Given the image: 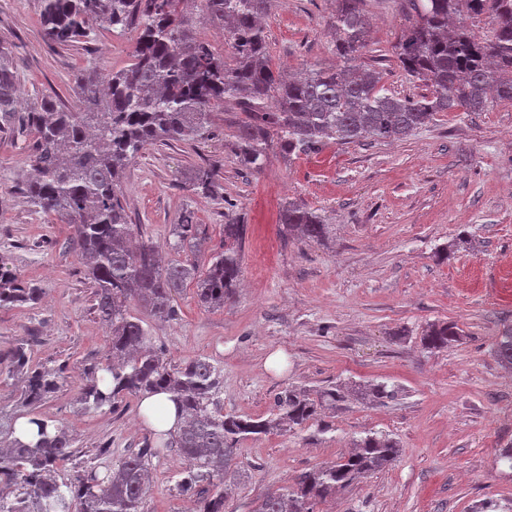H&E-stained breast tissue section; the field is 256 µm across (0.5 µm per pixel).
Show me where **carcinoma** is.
<instances>
[{"label":"carcinoma","mask_w":512,"mask_h":512,"mask_svg":"<svg viewBox=\"0 0 512 512\" xmlns=\"http://www.w3.org/2000/svg\"><path fill=\"white\" fill-rule=\"evenodd\" d=\"M200 17L224 31L228 53L217 52L194 33L195 19L185 0H38L44 39L69 46L89 36L92 26L138 32L132 63L103 77L80 76L74 92L80 111L60 107L52 97L25 109L19 133L34 136L30 156L35 177L26 184L29 203L41 213L75 226L79 255L95 288L96 313L112 330L105 361L89 369L79 402L86 409L113 408L127 395L144 398L167 392L187 420L146 439L142 448L119 460L115 471L100 475L97 466L80 464L67 482L57 479L60 465L76 456L73 438L60 421L29 417L36 437L15 436L16 420L0 422V512H148L147 476L159 448H175L185 461L175 490L197 497L198 512H226L224 473L240 441L278 427L303 428L321 421L327 410L346 406L350 395L382 404L396 389L377 384L356 392L340 384L310 393L283 389L269 419L224 413L220 393L224 374L203 358L173 366L143 326L142 315H175L174 293L195 285L198 304L224 307L241 273L247 225H224V249L212 254L205 270L190 258L161 264V247L146 240L131 222L122 188L132 158L149 146L169 141L206 140L210 116L235 99L246 118L237 147L245 165L262 170L274 147L283 156L316 151L333 140L351 144L367 139L395 141L428 126L440 112H482L489 98L512 101V0H403L409 25L397 55L403 69L433 88L429 96L401 100L381 85L380 72L361 62L367 21L362 0H338L333 22L335 51L342 65L309 69L299 77L274 70L260 19L271 0H199ZM486 15L491 35L476 37L459 16ZM16 76L8 51L0 47V121L18 111ZM219 170L199 166L191 189L215 192ZM281 223L310 241L325 237L327 225L307 208L290 203ZM199 235L194 214L172 225L167 247L185 251ZM41 289L25 283L0 254V307L37 302ZM136 304L140 313L131 309ZM455 324L432 323L420 337L430 350L460 340ZM501 363L512 368V325L495 344ZM8 375H26L21 405L32 407L63 383L62 366L36 364L23 347L7 359ZM400 454L396 441L369 433L353 450L327 467L304 472L295 482L260 498L253 512H314V507L364 475L392 465Z\"/></svg>","instance_id":"cac0c4a2"}]
</instances>
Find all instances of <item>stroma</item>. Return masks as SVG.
I'll return each instance as SVG.
<instances>
[{"instance_id":"35a3bbf8","label":"stroma","mask_w":512,"mask_h":512,"mask_svg":"<svg viewBox=\"0 0 512 512\" xmlns=\"http://www.w3.org/2000/svg\"><path fill=\"white\" fill-rule=\"evenodd\" d=\"M363 57L389 94L417 99L431 86L409 77L395 46L408 17L399 0H366ZM336 0H273L266 17L273 67L289 72L339 63L331 32ZM136 31L96 30L72 47L41 35L37 0H0V46L18 75L22 106L57 95L77 110L74 79L88 69L129 65ZM244 115L227 100L205 141L150 146L128 165L123 183L133 223L162 244L183 212H194L207 248L226 224H246L241 285L223 308L178 291L175 319L145 318L167 361L208 359L221 368L224 411L269 418L288 386L387 384L399 393L382 407L354 403L317 426L274 429L239 442L228 477L229 512H253L294 476L334 461L370 432L397 441L396 463L361 479L314 512H479L512 508V469L499 462L512 445V370L494 344L512 322V103L482 112H442L394 142L366 140L245 169L236 135ZM28 138L0 130V252L20 278L41 289L38 302L0 308V355L31 349L34 361L63 366L65 380L41 402L65 423L81 459L110 445L111 463L151 432L139 398L116 409L84 410L76 399L85 370L104 361L111 341L75 248L73 225L36 212L20 188L31 173ZM211 162L216 196L194 193L186 177ZM312 209L328 226L302 242L279 222L286 203ZM457 324L458 343L428 350L419 338L434 322ZM184 465L165 448L150 469L149 512H194L174 490Z\"/></svg>"}]
</instances>
